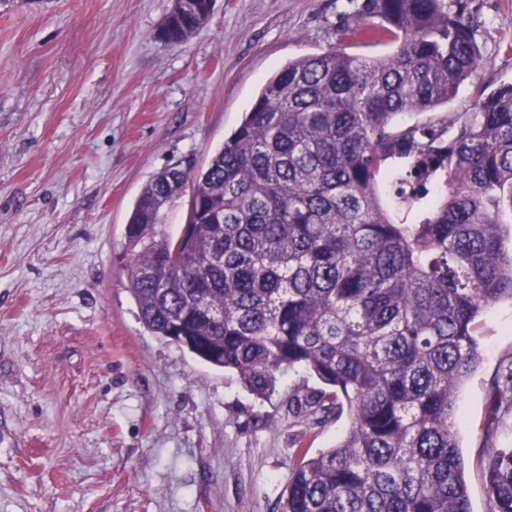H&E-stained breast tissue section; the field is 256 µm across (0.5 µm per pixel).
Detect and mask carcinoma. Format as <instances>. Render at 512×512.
<instances>
[{
  "mask_svg": "<svg viewBox=\"0 0 512 512\" xmlns=\"http://www.w3.org/2000/svg\"><path fill=\"white\" fill-rule=\"evenodd\" d=\"M348 3L345 30L397 47L288 62L206 167L157 173L126 225V286L150 333L252 394L302 370L321 387H298L292 416L348 412L335 447L298 449L278 512H472L457 412L478 320L512 301V82L438 115L481 64L473 0ZM210 13L193 0L158 37L186 42ZM403 113L424 119L395 125ZM383 181L408 207L436 197L398 224ZM187 191L175 239L168 209ZM489 394L512 410V387ZM487 478L489 512H512V448Z\"/></svg>",
  "mask_w": 512,
  "mask_h": 512,
  "instance_id": "obj_1",
  "label": "carcinoma"
}]
</instances>
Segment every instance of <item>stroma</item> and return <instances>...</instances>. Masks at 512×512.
<instances>
[{"label": "stroma", "mask_w": 512, "mask_h": 512, "mask_svg": "<svg viewBox=\"0 0 512 512\" xmlns=\"http://www.w3.org/2000/svg\"><path fill=\"white\" fill-rule=\"evenodd\" d=\"M172 0H0V512H276L298 449L348 416L288 413L307 373L260 399L147 331L124 276L125 225L175 163L205 167L288 61L342 41L347 0H215L189 41L155 37ZM478 73L447 109L512 82V0H475ZM460 392L472 512L512 412V303L479 320Z\"/></svg>", "instance_id": "35a3bbf8"}]
</instances>
